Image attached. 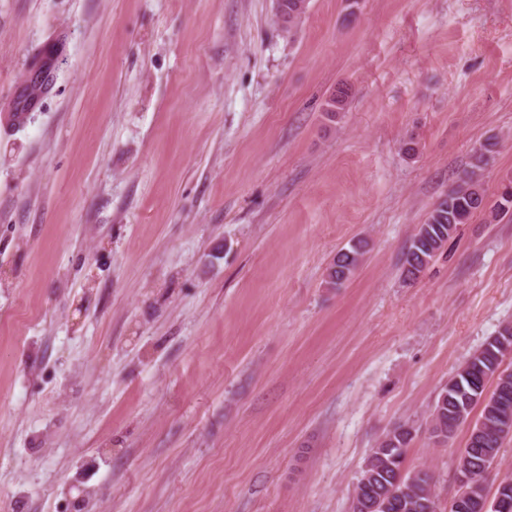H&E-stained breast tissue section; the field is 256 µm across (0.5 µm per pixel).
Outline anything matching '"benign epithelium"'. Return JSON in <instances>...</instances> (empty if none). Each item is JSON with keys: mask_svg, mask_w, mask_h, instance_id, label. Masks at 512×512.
Returning <instances> with one entry per match:
<instances>
[{"mask_svg": "<svg viewBox=\"0 0 512 512\" xmlns=\"http://www.w3.org/2000/svg\"><path fill=\"white\" fill-rule=\"evenodd\" d=\"M65 60V39L54 38L45 43L29 58L21 76L17 80L7 111H16V105L24 106L21 120L41 111L45 101L52 92L58 73ZM460 496L449 502V507L455 509L462 501L475 498L477 483L471 471L459 477Z\"/></svg>", "mask_w": 512, "mask_h": 512, "instance_id": "7a95c632", "label": "benign epithelium"}]
</instances>
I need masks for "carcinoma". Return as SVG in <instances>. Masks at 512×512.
<instances>
[{"instance_id":"carcinoma-1","label":"carcinoma","mask_w":512,"mask_h":512,"mask_svg":"<svg viewBox=\"0 0 512 512\" xmlns=\"http://www.w3.org/2000/svg\"><path fill=\"white\" fill-rule=\"evenodd\" d=\"M309 0H282L275 12L277 23L285 31L307 12ZM348 89L339 87L326 103L330 116L342 111ZM498 141L488 138L472 150L468 168L448 187L434 204L426 221L417 226L405 254L403 273L411 279L422 273L443 252L461 224L486 207L483 173L496 153ZM495 217L512 216V181L498 192L493 205ZM367 243L353 240L336 253L327 271L326 283L340 288L349 282L362 266ZM512 356V323L502 324L497 332L459 366L441 388L428 422L426 432L434 444H446L457 429L467 423L465 443L466 464L481 481L487 471L481 469L485 458L496 459L506 439L512 438V368L503 367ZM475 420H470L474 410ZM418 428L410 421L394 424L377 442L367 460L353 500L365 497L370 502L382 498L386 507L375 512H437L432 491L433 476L424 469L405 467L406 451L415 439Z\"/></svg>"}]
</instances>
